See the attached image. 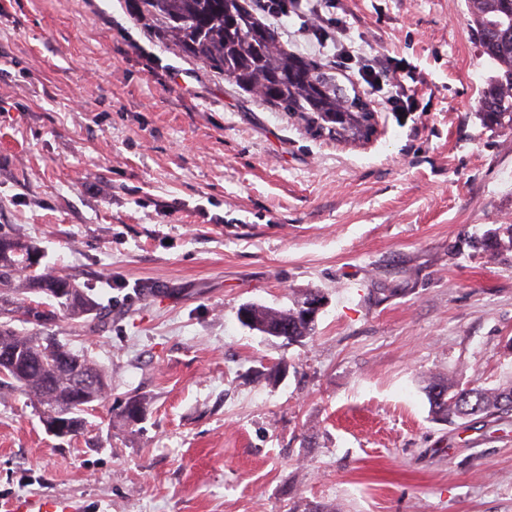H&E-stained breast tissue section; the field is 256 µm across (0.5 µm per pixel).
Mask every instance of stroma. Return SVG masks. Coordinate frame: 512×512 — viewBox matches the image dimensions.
Here are the masks:
<instances>
[{"label": "stroma", "instance_id": "stroma-1", "mask_svg": "<svg viewBox=\"0 0 512 512\" xmlns=\"http://www.w3.org/2000/svg\"><path fill=\"white\" fill-rule=\"evenodd\" d=\"M419 109L312 135L161 43L127 0H0V231L76 274L109 326L88 434L0 386V512H512V414L432 420L428 380L512 379V127H484L466 0H335ZM325 296L312 338L239 309ZM141 400L142 420L116 408ZM18 509L23 512H78L74 502L52 496L21 501L17 506Z\"/></svg>", "mask_w": 512, "mask_h": 512}]
</instances>
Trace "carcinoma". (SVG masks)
<instances>
[{
  "label": "carcinoma",
  "mask_w": 512,
  "mask_h": 512,
  "mask_svg": "<svg viewBox=\"0 0 512 512\" xmlns=\"http://www.w3.org/2000/svg\"><path fill=\"white\" fill-rule=\"evenodd\" d=\"M135 17L149 21L153 34L177 46L205 69L262 102L300 116L312 129L334 139H356L367 126L370 102L350 95L333 68L288 52L278 32L261 23L244 0H130ZM467 24L494 75L487 80L478 114L487 125H512V0H466ZM37 247L0 234V383L10 384L42 408L47 421H61L70 438L88 429L86 414L103 403L98 394L81 396L73 382L92 376L100 390L107 374L95 362L70 349L54 334L17 331L13 322L54 325L61 317L89 332L104 326L100 304L72 275L35 268ZM49 306L29 307L28 295ZM324 299L308 290L287 310L251 304L248 314L267 336L285 335L288 343L311 336L315 320L303 304ZM432 419L454 424L478 415L512 412V384L493 389L462 388L453 377L435 378L424 387Z\"/></svg>",
  "instance_id": "obj_1"
}]
</instances>
